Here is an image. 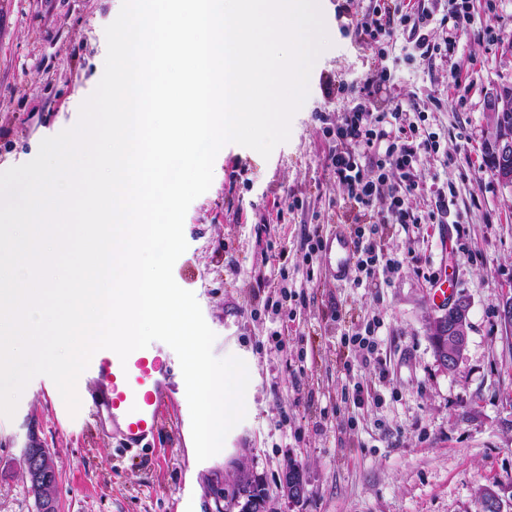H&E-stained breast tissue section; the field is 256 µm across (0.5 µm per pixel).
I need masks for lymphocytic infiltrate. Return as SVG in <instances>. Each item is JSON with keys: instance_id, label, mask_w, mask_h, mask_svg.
Wrapping results in <instances>:
<instances>
[{"instance_id": "obj_1", "label": "lymphocytic infiltrate", "mask_w": 512, "mask_h": 512, "mask_svg": "<svg viewBox=\"0 0 512 512\" xmlns=\"http://www.w3.org/2000/svg\"><path fill=\"white\" fill-rule=\"evenodd\" d=\"M476 20L473 0H461L458 7L443 15L424 6L394 14L374 11L370 19L358 22V35L374 42L393 43L397 33H406L421 58L440 51H454L462 35L474 31ZM440 29L442 43L432 42L431 29ZM391 72L380 66L367 74L357 90V103L336 127V147L327 157V165L344 187L350 199L360 205L374 227L392 224H416L420 218L405 206V196L418 186L416 164L421 155L438 152L435 136L423 135L407 119V105L396 102L381 117H374L372 103L389 88ZM370 159L379 171L377 179L364 173L363 159Z\"/></svg>"}]
</instances>
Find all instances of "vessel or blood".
Listing matches in <instances>:
<instances>
[{"mask_svg":"<svg viewBox=\"0 0 512 512\" xmlns=\"http://www.w3.org/2000/svg\"><path fill=\"white\" fill-rule=\"evenodd\" d=\"M354 243L343 229L329 233L327 266L344 277L353 261ZM95 388L83 392L80 406L88 415L107 418L128 447L158 434L161 409L169 392V366L159 352L143 349L120 360L110 350L97 351L84 371Z\"/></svg>","mask_w":512,"mask_h":512,"instance_id":"1","label":"vessel or blood"}]
</instances>
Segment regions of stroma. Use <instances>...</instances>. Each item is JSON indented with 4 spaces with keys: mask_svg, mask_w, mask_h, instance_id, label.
Returning <instances> with one entry per match:
<instances>
[{
    "mask_svg": "<svg viewBox=\"0 0 512 512\" xmlns=\"http://www.w3.org/2000/svg\"><path fill=\"white\" fill-rule=\"evenodd\" d=\"M349 11L339 14L338 7ZM122 0H0V171L31 161L41 141L74 126L99 83L107 53L105 28ZM401 0H321L330 41L309 78V94L291 121L289 139L270 158L227 144L213 181L185 216L188 247L173 268L215 332L217 358L247 365L246 417L227 435L225 454L192 456L189 413L178 411L176 379L162 411L163 430L140 449L125 450L111 423L74 427L56 385L34 377L13 418L0 416V512H36L22 450L40 439L58 467V512H215V475L233 478L237 464L262 475L273 512H479L481 493L496 489L512 512V328L499 310L512 298V190L484 162L490 133L486 100L512 86V0H477V25L494 40L462 36L452 77L447 59L415 58L398 37L387 52L360 42L362 15ZM390 68L394 94L416 107L409 119L436 134L440 150L422 156V185L409 197L422 225L394 224L382 242L398 270L377 267L373 284L357 271L337 279L323 259L304 282L305 237L312 228L343 227L355 235L357 207L348 203L327 157L329 137L354 98L353 88L377 66ZM345 84L326 98V78ZM471 87L451 98L454 79ZM453 187L450 216L436 213L434 188ZM300 295L275 301L256 288L263 259ZM453 296L470 304L468 344L457 371L442 368L429 339L440 309L431 285L440 274ZM378 323L388 376L378 379L348 335ZM287 353H279V343ZM380 403L354 405L355 384ZM306 473L305 498L279 490L288 460Z\"/></svg>",
    "mask_w": 512,
    "mask_h": 512,
    "instance_id": "1",
    "label": "stroma"
}]
</instances>
